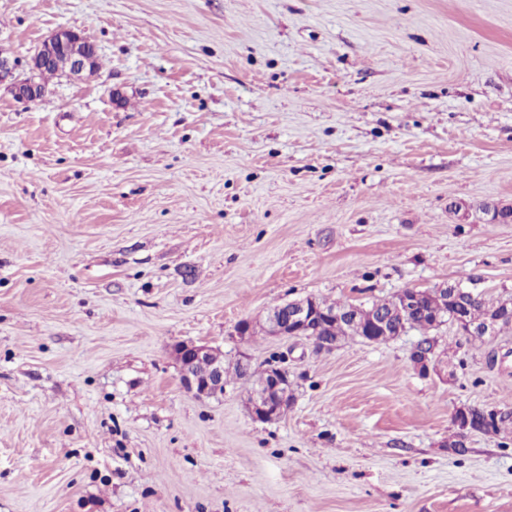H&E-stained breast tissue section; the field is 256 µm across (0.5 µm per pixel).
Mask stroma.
<instances>
[{"label": "stroma", "instance_id": "35a3bbf8", "mask_svg": "<svg viewBox=\"0 0 512 512\" xmlns=\"http://www.w3.org/2000/svg\"><path fill=\"white\" fill-rule=\"evenodd\" d=\"M61 28L93 75L0 85V512H512V434L453 420L512 411V333L442 326L424 376L417 330H261L307 296H512L483 212L512 207V0H0L20 66ZM181 343L282 359L292 402L194 398ZM372 328L369 324L357 323L354 326L351 322H325V325L315 334L311 332L312 336L317 341L322 339L325 340H336V345L345 340L346 338L358 339L364 343H381L395 338L394 336H381V332L377 329L373 331V334H369V329ZM505 416L499 420L498 426L494 429V424L498 422V417H500V413L497 412L494 421L490 418H486V420L482 423L472 422L469 418L467 409L459 408L456 410L454 414V422L455 424L463 431H468L470 433H482V434H500V433H508L512 431V419L509 417L508 411H502Z\"/></svg>", "mask_w": 512, "mask_h": 512}]
</instances>
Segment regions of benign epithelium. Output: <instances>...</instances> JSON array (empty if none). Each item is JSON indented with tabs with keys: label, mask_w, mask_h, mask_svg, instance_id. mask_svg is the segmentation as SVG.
I'll use <instances>...</instances> for the list:
<instances>
[{
	"label": "benign epithelium",
	"mask_w": 512,
	"mask_h": 512,
	"mask_svg": "<svg viewBox=\"0 0 512 512\" xmlns=\"http://www.w3.org/2000/svg\"><path fill=\"white\" fill-rule=\"evenodd\" d=\"M86 37L83 33L62 28L47 37L31 58V76L20 80L14 78L16 63L0 51V83L11 80L10 88L14 96L24 102H34L44 97L45 90L35 81L34 73L49 64L56 56L62 55L67 61L68 75L77 76L92 70L91 59L82 48ZM317 308L311 299L286 301L270 308L262 330L275 337L305 336L310 323L316 318ZM455 322L467 336L493 337L496 335V319H488L481 324L467 322L463 317L455 316ZM435 345L419 341L411 352V359L418 370L429 373L434 364ZM180 366L181 377L186 390L197 399L220 398L224 396V364L216 357L215 348L208 345L180 344L173 350ZM291 398V384L288 370L277 361H271L267 368L266 380L250 391L249 407L253 417L261 421H270L279 417ZM455 424L470 433L491 434L495 421L484 422L470 420L465 408L456 410Z\"/></svg>",
	"instance_id": "benign-epithelium-1"
}]
</instances>
